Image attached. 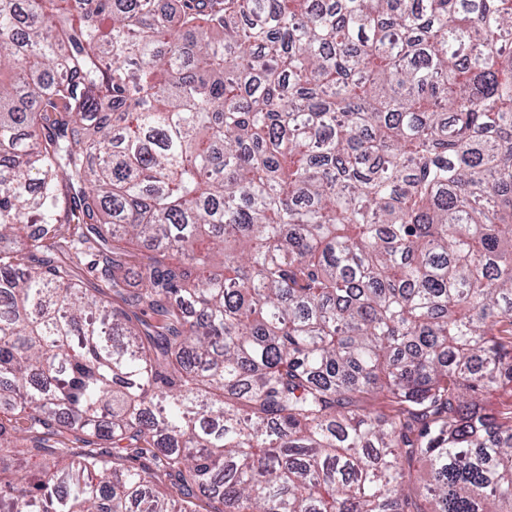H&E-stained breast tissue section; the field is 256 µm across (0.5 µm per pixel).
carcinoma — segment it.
Segmentation results:
<instances>
[{"mask_svg": "<svg viewBox=\"0 0 512 512\" xmlns=\"http://www.w3.org/2000/svg\"><path fill=\"white\" fill-rule=\"evenodd\" d=\"M9 448L0 512H512V0H0Z\"/></svg>", "mask_w": 512, "mask_h": 512, "instance_id": "obj_1", "label": "carcinoma"}]
</instances>
